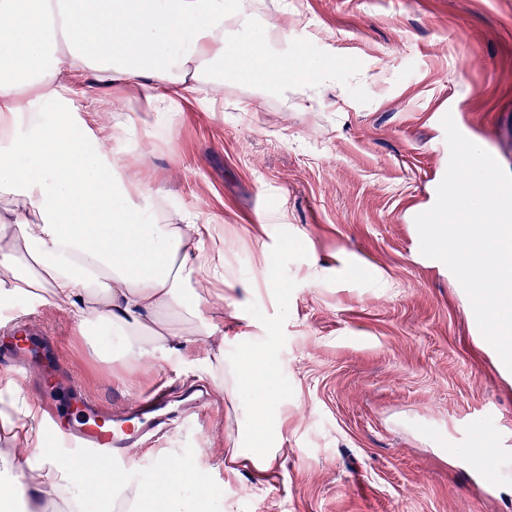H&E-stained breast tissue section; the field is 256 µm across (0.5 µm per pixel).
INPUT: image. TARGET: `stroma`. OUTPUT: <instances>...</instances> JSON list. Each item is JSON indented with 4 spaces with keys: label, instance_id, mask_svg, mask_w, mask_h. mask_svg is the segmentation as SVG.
Wrapping results in <instances>:
<instances>
[{
    "label": "stroma",
    "instance_id": "1",
    "mask_svg": "<svg viewBox=\"0 0 512 512\" xmlns=\"http://www.w3.org/2000/svg\"><path fill=\"white\" fill-rule=\"evenodd\" d=\"M278 7L289 44L325 72L317 87L284 104L228 85L214 112L185 100L164 140L122 156L170 210L221 228L224 353L270 354L278 453L264 473L233 458L250 397L213 387L199 420L123 470L144 490L160 451L177 453L224 512H512V475L475 479L463 456L491 411L512 448V373L469 331L467 294L421 254L411 218L446 173L444 108L512 173V0ZM7 313L43 328L59 389L211 385L212 340L131 366L95 357L52 307L19 298Z\"/></svg>",
    "mask_w": 512,
    "mask_h": 512
}]
</instances>
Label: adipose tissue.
<instances>
[{
    "instance_id": "ef3b65f1",
    "label": "adipose tissue",
    "mask_w": 512,
    "mask_h": 512,
    "mask_svg": "<svg viewBox=\"0 0 512 512\" xmlns=\"http://www.w3.org/2000/svg\"><path fill=\"white\" fill-rule=\"evenodd\" d=\"M266 0H0V307L19 297L66 312L79 332L107 325L118 359L146 364L157 355L213 336L224 320V250L207 247L213 225L194 212L172 216L166 197L128 180L113 143L138 148L142 127L153 139L170 131L181 101L214 111L225 84L251 73L257 96L287 98L289 85L320 75L288 47L287 22L260 20ZM135 86L145 92L150 124L112 117L106 99ZM36 154V167L19 159ZM207 289L206 323L183 312L186 289ZM222 390H248L255 423L238 458L266 468L263 420L274 402L266 358L244 364L209 356ZM36 414L23 406L6 430L15 446L0 454V473L20 469L42 445ZM36 498L78 512L75 487L110 481L128 512H223L198 496L187 460L168 454L147 491L122 476L38 455Z\"/></svg>"
}]
</instances>
